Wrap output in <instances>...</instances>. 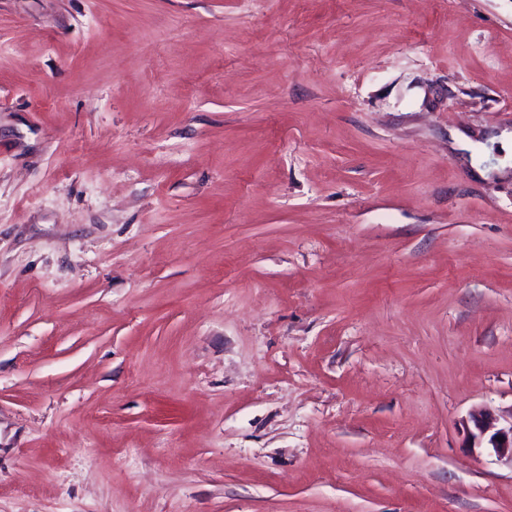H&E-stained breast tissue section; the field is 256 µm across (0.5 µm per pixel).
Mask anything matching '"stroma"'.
I'll return each instance as SVG.
<instances>
[{
    "instance_id": "1",
    "label": "stroma",
    "mask_w": 512,
    "mask_h": 512,
    "mask_svg": "<svg viewBox=\"0 0 512 512\" xmlns=\"http://www.w3.org/2000/svg\"><path fill=\"white\" fill-rule=\"evenodd\" d=\"M512 0H0V512H512ZM469 419L474 428L469 429L473 447L486 440L497 460L512 467V413L510 421L506 423H502L497 415L485 409L472 411ZM498 438H502V441H498Z\"/></svg>"
}]
</instances>
